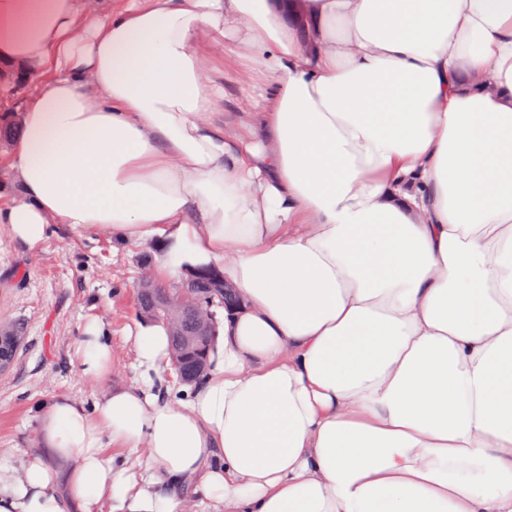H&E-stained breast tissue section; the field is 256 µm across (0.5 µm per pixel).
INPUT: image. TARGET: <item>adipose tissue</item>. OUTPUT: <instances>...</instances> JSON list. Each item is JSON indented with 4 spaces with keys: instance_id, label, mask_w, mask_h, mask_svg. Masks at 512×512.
Segmentation results:
<instances>
[{
    "instance_id": "ef3b65f1",
    "label": "adipose tissue",
    "mask_w": 512,
    "mask_h": 512,
    "mask_svg": "<svg viewBox=\"0 0 512 512\" xmlns=\"http://www.w3.org/2000/svg\"><path fill=\"white\" fill-rule=\"evenodd\" d=\"M103 2L0 0V103L40 82L0 223L239 301L202 381L141 321L134 385L42 405L0 512H512V0ZM77 352L112 366L98 322Z\"/></svg>"
}]
</instances>
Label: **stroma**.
<instances>
[{
	"instance_id": "obj_1",
	"label": "stroma",
	"mask_w": 512,
	"mask_h": 512,
	"mask_svg": "<svg viewBox=\"0 0 512 512\" xmlns=\"http://www.w3.org/2000/svg\"><path fill=\"white\" fill-rule=\"evenodd\" d=\"M155 259L152 243L118 247L108 232L85 237L62 224L31 247L0 223V323L24 329L13 367L0 374L1 464L18 465L41 449L44 403L66 396L90 410L107 392L134 384L127 331L139 319L141 269ZM94 319L112 346L104 378L84 375L77 353Z\"/></svg>"
}]
</instances>
